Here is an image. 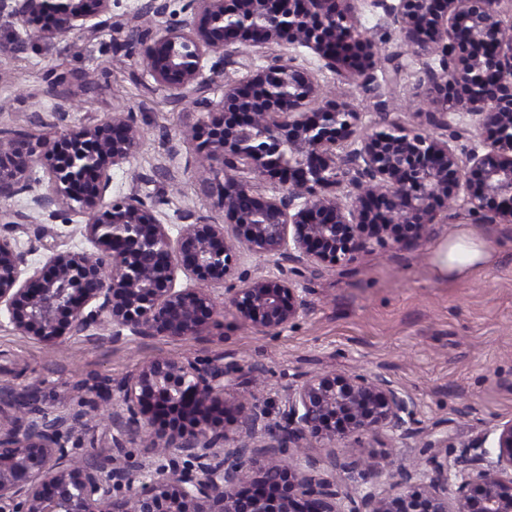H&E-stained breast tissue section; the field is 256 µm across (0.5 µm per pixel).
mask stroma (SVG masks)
Wrapping results in <instances>:
<instances>
[{
    "mask_svg": "<svg viewBox=\"0 0 512 512\" xmlns=\"http://www.w3.org/2000/svg\"><path fill=\"white\" fill-rule=\"evenodd\" d=\"M356 24L382 56L372 91L342 82L327 70L318 72L320 83L346 98L363 120L383 110L422 132L447 138L459 155L479 147V138L467 133L471 120L454 116L440 129L409 109L423 75L422 60L401 42L383 8L374 0H358ZM269 56L310 58L305 48L277 45L262 57H233L225 61L210 98L220 99L225 84ZM80 72L89 73L92 85L76 88L79 108L69 113L67 124L96 122L121 107L134 113L143 133L131 161L113 170L108 199L134 191L152 194L160 201L163 223L174 231L188 210L223 219L197 181L194 146L183 140L202 112L175 102L166 88L144 75L142 48L129 39L127 29L29 42L0 54V130L48 134L46 122L55 107L45 93L48 77ZM460 224L483 235L497 259L492 268L453 279L435 270L432 255ZM0 234L17 241L32 267L43 266L52 251L90 246L82 217L71 211L54 219L41 215L23 224L0 223ZM303 286L306 314L277 336L257 333L226 311L202 335L187 339L116 343L107 328L96 336L65 337L51 349L15 332L1 316L0 390L34 388L42 408L78 410L93 385L116 386L153 358L190 357L237 366L225 382L226 403L254 399L272 421L302 375L324 370L386 376L414 396L421 427L443 423L449 443L457 446L492 422L512 419V220L488 219L463 198L431 226L425 242L356 253L350 262L310 274ZM251 365L265 370L261 389H254L246 372Z\"/></svg>",
    "mask_w": 512,
    "mask_h": 512,
    "instance_id": "1",
    "label": "stroma"
}]
</instances>
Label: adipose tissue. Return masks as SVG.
Masks as SVG:
<instances>
[{"instance_id": "1", "label": "adipose tissue", "mask_w": 512, "mask_h": 512, "mask_svg": "<svg viewBox=\"0 0 512 512\" xmlns=\"http://www.w3.org/2000/svg\"><path fill=\"white\" fill-rule=\"evenodd\" d=\"M492 251L485 238L463 226L449 234L433 252L432 263L440 275L462 277L473 268L491 265Z\"/></svg>"}]
</instances>
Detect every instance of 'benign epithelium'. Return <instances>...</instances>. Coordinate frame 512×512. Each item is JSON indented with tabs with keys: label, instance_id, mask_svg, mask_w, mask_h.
<instances>
[{
	"label": "benign epithelium",
	"instance_id": "7a95c632",
	"mask_svg": "<svg viewBox=\"0 0 512 512\" xmlns=\"http://www.w3.org/2000/svg\"><path fill=\"white\" fill-rule=\"evenodd\" d=\"M502 0H376L402 42L425 64L417 96L436 127L448 115L476 120L489 151L460 157L448 141L423 134L381 113L362 125L350 102L328 96L316 74L295 59L275 57L247 67L224 96L208 97L204 76L224 60L267 46H301L322 68L368 88L380 64L372 40L355 25V0H188L190 15L176 26L152 2L130 17L142 65L175 101L192 99L203 125L184 132L196 144L201 186L217 198L224 221L187 211L177 236L159 218V200L132 192L104 207L112 170L138 150L142 133L133 113L58 129L36 139L0 133V199L32 193L37 214L64 208L85 218L92 251H54L47 269L0 235V308L13 330L50 348L66 336L112 327V341L201 335L221 313L222 285L241 253L292 263L277 275L244 277L224 289V309L256 332L278 334L306 311L301 283L312 269L334 267L362 250L405 246L460 192L476 182L470 202L493 217L512 218V29ZM54 9L48 29L31 42L71 34L95 36L112 26V0H0V15L20 24ZM46 90L59 120L75 108L73 81ZM353 148L344 155L336 148ZM46 159L43 177L33 176ZM249 172L277 180L267 194L241 179ZM349 179L344 195L327 189ZM78 203L72 208V203ZM191 284L178 288L179 274ZM234 365L202 366L191 358H158L112 390L94 389L90 407L112 409V446L95 458L67 447L71 416L36 406L35 390L0 392V512H512V420L495 423L450 456L440 426H418L412 395L380 374L323 371L288 391L283 422L258 405L233 408L240 431L226 445L224 381ZM373 435L384 448H416L419 463L389 470L368 463L388 488L348 482V465L330 456L327 468L305 453L313 438ZM494 440L497 453L485 444ZM153 442L152 460L137 466L126 444ZM421 490H411L412 484Z\"/></svg>",
	"mask_w": 512,
	"mask_h": 512
}]
</instances>
